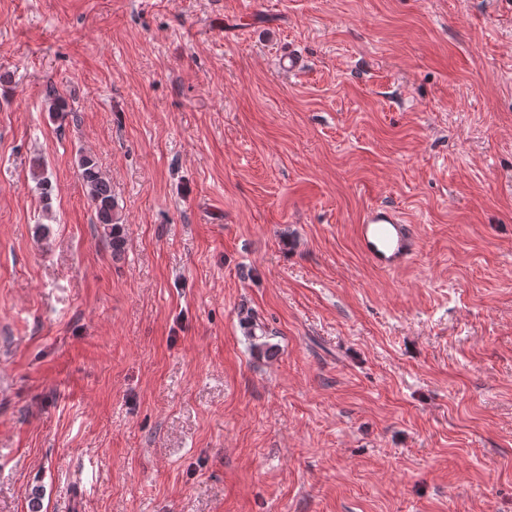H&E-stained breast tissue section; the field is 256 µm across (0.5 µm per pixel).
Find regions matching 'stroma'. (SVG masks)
<instances>
[{
  "mask_svg": "<svg viewBox=\"0 0 512 512\" xmlns=\"http://www.w3.org/2000/svg\"><path fill=\"white\" fill-rule=\"evenodd\" d=\"M36 492L512 512V0H0V512ZM81 177L95 213L98 224H102L113 254L122 252L124 241L114 231L112 224H117L119 218L115 213V202L109 181L103 176L97 162L89 155H81L79 159ZM364 257L377 270L391 272L405 266L420 249L413 224H406L393 206L372 204L355 225Z\"/></svg>",
  "mask_w": 512,
  "mask_h": 512,
  "instance_id": "1",
  "label": "stroma"
}]
</instances>
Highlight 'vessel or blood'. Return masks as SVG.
<instances>
[{"label":"vessel or blood","instance_id":"b4317fda","mask_svg":"<svg viewBox=\"0 0 512 512\" xmlns=\"http://www.w3.org/2000/svg\"><path fill=\"white\" fill-rule=\"evenodd\" d=\"M355 235L364 257L377 270L391 272L405 266L420 249L413 225L389 205L366 208L355 226Z\"/></svg>","mask_w":512,"mask_h":512}]
</instances>
